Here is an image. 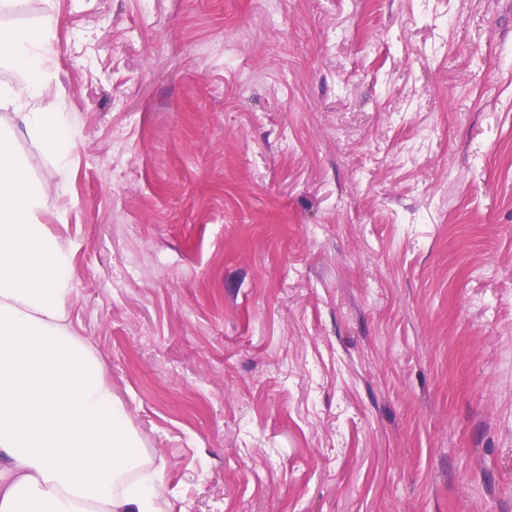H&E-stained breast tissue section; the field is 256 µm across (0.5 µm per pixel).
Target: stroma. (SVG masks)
I'll return each mask as SVG.
<instances>
[{
    "label": "stroma",
    "instance_id": "stroma-1",
    "mask_svg": "<svg viewBox=\"0 0 512 512\" xmlns=\"http://www.w3.org/2000/svg\"><path fill=\"white\" fill-rule=\"evenodd\" d=\"M74 331L166 512H512V0H17Z\"/></svg>",
    "mask_w": 512,
    "mask_h": 512
}]
</instances>
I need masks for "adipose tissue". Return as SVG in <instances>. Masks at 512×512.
Segmentation results:
<instances>
[{
	"instance_id": "obj_1",
	"label": "adipose tissue",
	"mask_w": 512,
	"mask_h": 512,
	"mask_svg": "<svg viewBox=\"0 0 512 512\" xmlns=\"http://www.w3.org/2000/svg\"><path fill=\"white\" fill-rule=\"evenodd\" d=\"M0 0V512H160L161 492L112 395L103 363L68 322L69 249L39 220L48 190L18 157L23 126L62 156L60 115L46 95L58 20H6Z\"/></svg>"
}]
</instances>
